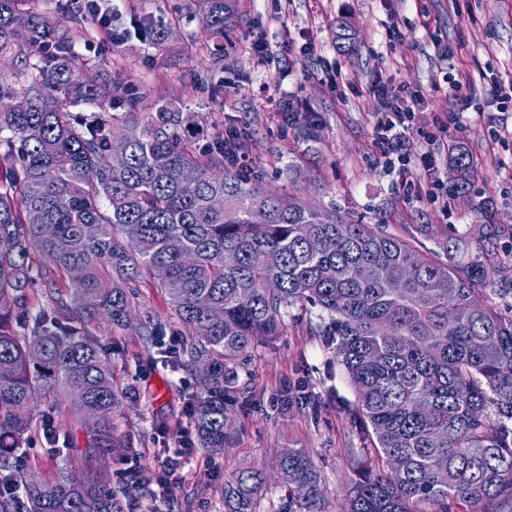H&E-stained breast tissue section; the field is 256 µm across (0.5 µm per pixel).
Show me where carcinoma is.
Wrapping results in <instances>:
<instances>
[{
    "label": "carcinoma",
    "mask_w": 512,
    "mask_h": 512,
    "mask_svg": "<svg viewBox=\"0 0 512 512\" xmlns=\"http://www.w3.org/2000/svg\"><path fill=\"white\" fill-rule=\"evenodd\" d=\"M0 0V512H126L112 491L72 460L57 476H16L18 452L57 420L80 426L90 447L114 446L113 416L128 399L114 379L112 348L91 327H127L139 284L164 290L184 328L174 363L209 372L188 406L202 447L224 448V416L235 372L254 342L279 334L288 310H319L323 335L356 394L354 423L374 445L351 451L357 476L342 512H512V315L490 305L494 245L504 230L481 224L448 234L426 252L334 209L271 194L224 170V144L190 149L198 124L155 103L144 125L135 107L112 113V85L74 59L69 31ZM206 36L222 48L231 0H194ZM135 31L156 48L169 41L163 18ZM337 48L354 37L338 25ZM128 152L103 163L112 143ZM451 191L466 194L474 165L449 148ZM197 174L182 190L179 175ZM269 222L254 224V210ZM54 228L44 235L42 226ZM278 255L275 264L269 254ZM408 280L391 288L392 270ZM149 346L166 322L143 311L134 325ZM37 347L42 359L29 351ZM40 396L48 411L30 405ZM402 464L396 469L392 459ZM288 512H322V478L301 449L279 460ZM266 475L243 468L224 481V512H259Z\"/></svg>",
    "instance_id": "cac0c4a2"
}]
</instances>
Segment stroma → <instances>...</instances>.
Listing matches in <instances>:
<instances>
[{"label":"stroma","mask_w":512,"mask_h":512,"mask_svg":"<svg viewBox=\"0 0 512 512\" xmlns=\"http://www.w3.org/2000/svg\"><path fill=\"white\" fill-rule=\"evenodd\" d=\"M190 0H98L97 13L81 25L62 15L57 0H34L39 14L75 32L73 53L96 67L105 82L121 84L117 112L127 94L139 96V120L152 104L167 99L189 105L205 128L197 149L223 139L228 127H247L244 141L249 178L264 188L317 207H333L366 224L386 225L426 251L434 240L420 224L491 222L512 227V112L488 95L493 81L512 78V0H235V22L216 52ZM163 17L176 32L167 49L148 46L129 30L135 19ZM111 26H103V19ZM348 21L355 47H336V25ZM311 29L313 50L282 46ZM267 42L270 53L257 64L249 51ZM421 88L426 96L408 139L413 153L434 150L438 171L428 178L417 165L407 172L390 165L374 139L383 108L372 86L378 76ZM469 79L464 98L451 80ZM292 94L316 119L311 140L282 121L274 105ZM447 113L462 127L449 144L465 143L475 177L467 196L433 193L431 180L447 181V146H431L419 135L434 115ZM314 309H291L279 336L255 343L237 370L239 392L229 407L231 426L222 452L194 446L170 476L163 512H224L225 479L247 466L263 468L267 491L260 512H281L288 495L277 463L288 448L305 449L323 477L326 512H340L355 474L349 451L365 441L351 416L355 394L336 359L334 344L320 336ZM102 343L134 387L136 399L115 413L111 455L75 460L77 472L125 487L137 512L153 506L155 465L175 451L173 435L191 429L186 407L200 385L194 372L177 367L132 332L109 324L96 327ZM55 445L27 449L21 465L45 476L63 464L67 443L86 448L82 431L69 423L56 429ZM139 466L142 480L122 483L127 465Z\"/></svg>","instance_id":"1"}]
</instances>
